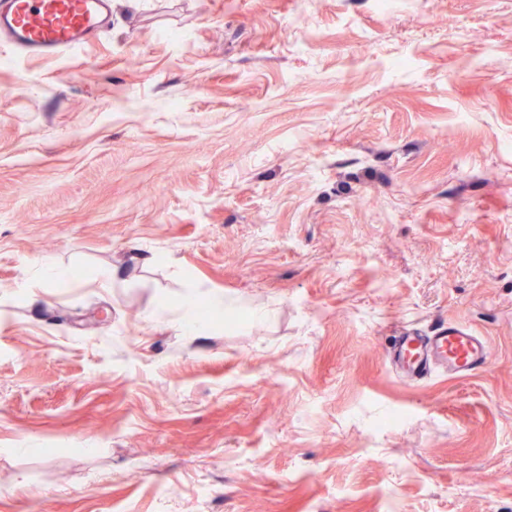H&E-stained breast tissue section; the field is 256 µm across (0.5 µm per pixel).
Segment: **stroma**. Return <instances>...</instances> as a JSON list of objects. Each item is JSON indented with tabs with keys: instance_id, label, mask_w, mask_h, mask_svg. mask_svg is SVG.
I'll list each match as a JSON object with an SVG mask.
<instances>
[{
	"instance_id": "1",
	"label": "stroma",
	"mask_w": 512,
	"mask_h": 512,
	"mask_svg": "<svg viewBox=\"0 0 512 512\" xmlns=\"http://www.w3.org/2000/svg\"><path fill=\"white\" fill-rule=\"evenodd\" d=\"M450 321L489 368L401 382L392 336ZM37 506L512 512V0L0 43V512Z\"/></svg>"
}]
</instances>
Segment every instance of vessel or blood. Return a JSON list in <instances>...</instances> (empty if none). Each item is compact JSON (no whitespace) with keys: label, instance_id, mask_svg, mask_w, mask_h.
Returning a JSON list of instances; mask_svg holds the SVG:
<instances>
[{"label":"vessel or blood","instance_id":"1","mask_svg":"<svg viewBox=\"0 0 512 512\" xmlns=\"http://www.w3.org/2000/svg\"><path fill=\"white\" fill-rule=\"evenodd\" d=\"M111 0H0V42L28 57L54 58L99 36ZM389 365L406 382L434 374L462 378L488 364L485 337L450 322L429 332L400 333L387 349Z\"/></svg>","mask_w":512,"mask_h":512}]
</instances>
